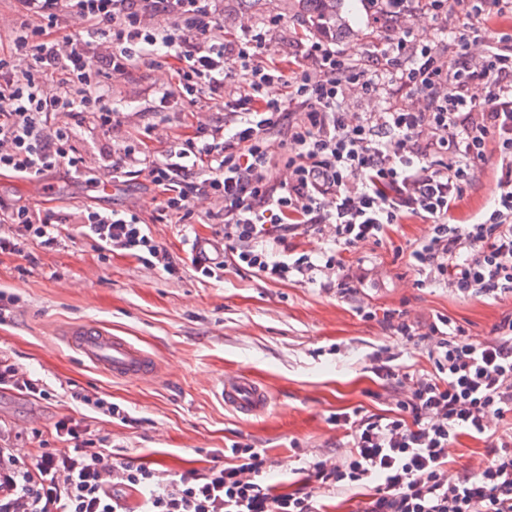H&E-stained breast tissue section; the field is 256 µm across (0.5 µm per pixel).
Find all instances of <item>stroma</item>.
<instances>
[{"label":"stroma","instance_id":"obj_1","mask_svg":"<svg viewBox=\"0 0 512 512\" xmlns=\"http://www.w3.org/2000/svg\"><path fill=\"white\" fill-rule=\"evenodd\" d=\"M225 39L244 23L278 18L270 32L269 55H300L302 27L287 0H261L243 10L238 0H217ZM345 26L331 38L354 59L378 57L392 32L373 23L365 0H344ZM173 81L168 65H141L131 74L109 80V95L119 111L112 130L91 123L78 127L76 140L88 177L109 174L104 147L125 143L161 156L176 141L207 127L232 122L224 104L232 100L227 83L220 101L201 100L194 112L153 111L155 91ZM159 193L141 173L103 195L86 180L63 168L40 180L0 174V202L29 204L59 213L91 207L137 214L170 259L182 262L189 239L214 238L218 225L208 212L214 200L194 195L188 226L158 220ZM52 250L30 245L37 258L29 265L20 256H0V293L16 302L0 318V352L48 385L50 398L34 400L0 390V448L19 459L32 450L53 448L55 423L81 419L104 447L123 451L136 465L171 476L205 471L224 464V448L233 442L266 449L272 467L269 482H288L303 462L336 453L343 433L336 414L355 409L383 414L388 410L382 381L369 370L377 353L398 362L428 368L420 342L394 337L378 316L402 312L427 332L436 316L446 315L477 339L493 338V327L512 303L460 297L448 288L420 283L406 248L426 237L428 224L407 220L393 226L383 244L344 253L353 290L323 288L294 280L271 282L248 268L227 267L223 280L207 279L188 269L170 277L150 271L132 256L115 254L100 261L94 242L76 226ZM369 308L377 317H362ZM91 320L128 338L154 355L161 375L151 382L115 380L84 361L67 346L59 331L73 321ZM245 372L266 388L267 411L246 417L225 408L216 381ZM117 405L125 419L77 401V394Z\"/></svg>","mask_w":512,"mask_h":512}]
</instances>
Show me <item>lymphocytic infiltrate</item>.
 <instances>
[{"mask_svg": "<svg viewBox=\"0 0 512 512\" xmlns=\"http://www.w3.org/2000/svg\"><path fill=\"white\" fill-rule=\"evenodd\" d=\"M215 2L19 0L25 20L0 51V171L28 179L63 167L82 174L73 129L51 118L65 112L112 128L103 74L172 62L176 79L157 91L152 108L186 109L221 96L224 63L234 54L242 91L224 104L236 116L233 128H198L159 158L128 145L109 152L116 181L146 171L169 223L191 219L190 194L222 199L215 217L224 259L195 262L196 272L218 279L231 263L268 281L333 279L345 289L343 252L382 244L392 226L416 218L430 232L409 258L427 281L467 298L512 296V0H368L374 21L393 25L459 12L496 18V40L477 60L454 41L416 44L402 35L372 64L311 38L285 66L267 56V32L257 26H241L232 42L219 37ZM71 20L86 23L85 34H65ZM20 57L30 59L29 70L16 69ZM48 73L59 76L49 92ZM390 82L424 107L349 111L350 96L386 94ZM275 84L287 88V100L265 96ZM475 84L483 100L470 96ZM489 162L499 191L493 206L471 223H453ZM280 166L287 181L273 177ZM68 221L0 203V255H24L31 241L54 248ZM72 221L102 256L120 252L167 275L180 272L136 214L86 208ZM308 229L328 238L329 254H275V245ZM382 322L401 339L421 340L429 369L373 358L372 373L393 390L395 414H338L343 452L309 463L307 480L292 491L267 483V451L249 443L228 446L222 467L164 480L97 447L88 426L63 419L54 425L56 449L22 462L0 448V512H130L121 487L139 494L141 512H321L323 494L351 488L364 491L357 512H512V310L490 340L444 315L423 335L396 310ZM462 435L489 446L455 473L448 450Z\"/></svg>", "mask_w": 512, "mask_h": 512, "instance_id": "obj_1", "label": "lymphocytic infiltrate"}]
</instances>
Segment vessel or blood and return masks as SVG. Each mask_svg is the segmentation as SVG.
Masks as SVG:
<instances>
[{"label": "vessel or blood", "instance_id": "1", "mask_svg": "<svg viewBox=\"0 0 512 512\" xmlns=\"http://www.w3.org/2000/svg\"><path fill=\"white\" fill-rule=\"evenodd\" d=\"M60 334L69 347L113 379L151 381L161 371L153 355L98 324L74 322ZM217 393L226 408L247 417L263 414L270 403L267 392L246 373L224 377Z\"/></svg>", "mask_w": 512, "mask_h": 512}]
</instances>
